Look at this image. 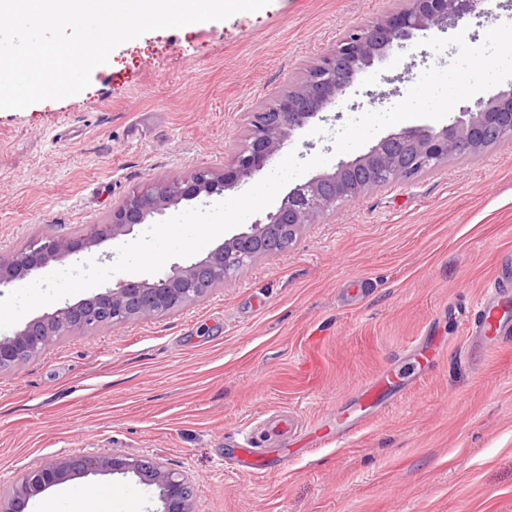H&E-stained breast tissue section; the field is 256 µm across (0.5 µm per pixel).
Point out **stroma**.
I'll list each match as a JSON object with an SVG mask.
<instances>
[{
  "label": "stroma",
  "mask_w": 512,
  "mask_h": 512,
  "mask_svg": "<svg viewBox=\"0 0 512 512\" xmlns=\"http://www.w3.org/2000/svg\"><path fill=\"white\" fill-rule=\"evenodd\" d=\"M393 0H271L254 13L147 32L89 87L0 110V251L78 234L149 180L220 169L244 116L349 27ZM456 29L415 33L349 87L339 115L297 130L298 159L352 160L400 131L439 127L418 92L460 75L461 40L512 31V0ZM512 257V142L411 184L365 193L197 302L68 336L0 373V485L58 454L115 451L188 474L197 512H512V346L473 353L452 316ZM445 348L423 376L408 348ZM400 385L353 437L317 430L379 370ZM288 412L311 450L249 473L227 454ZM134 474L90 473L25 512H160Z\"/></svg>",
  "instance_id": "stroma-1"
}]
</instances>
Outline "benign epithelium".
<instances>
[{
  "label": "benign epithelium",
  "instance_id": "benign-epithelium-1",
  "mask_svg": "<svg viewBox=\"0 0 512 512\" xmlns=\"http://www.w3.org/2000/svg\"><path fill=\"white\" fill-rule=\"evenodd\" d=\"M492 13L490 0H399L383 16L349 28L336 44L302 70L288 88L256 104L244 119L241 144L224 161V169L200 166L186 178L152 180L112 206L106 223L91 224L77 236L41 232L21 247L0 252V288L32 272L64 263L108 239L127 236L183 200L211 195L254 178L288 145L295 130L319 113L340 106L341 95L375 61L406 47L414 32L457 27L473 15ZM512 141V87L459 106L439 129L409 127L381 138L333 171L297 184L266 217L265 223L224 240L204 258L174 264L156 279H121L75 304L27 322L11 336L0 337V373L43 354L64 337L97 327H118L160 317L227 284L255 261L290 249L304 228L320 224L346 203L375 188L409 184L454 157H475ZM96 472L134 473L155 486L161 512H196V486L186 474L146 458L117 452L55 456L0 487V512H24L27 500L72 476Z\"/></svg>",
  "mask_w": 512,
  "mask_h": 512
}]
</instances>
